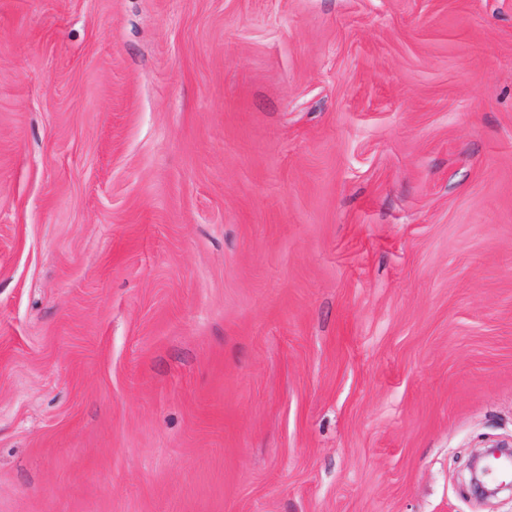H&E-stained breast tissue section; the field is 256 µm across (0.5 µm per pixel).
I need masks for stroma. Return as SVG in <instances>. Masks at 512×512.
<instances>
[{"label":"stroma","instance_id":"1","mask_svg":"<svg viewBox=\"0 0 512 512\" xmlns=\"http://www.w3.org/2000/svg\"><path fill=\"white\" fill-rule=\"evenodd\" d=\"M512 0H0V512H512ZM512 441H499L488 446L484 452L478 453L469 461L467 469L469 471V482L474 492L481 497H489L498 494L501 490L507 489L509 484L501 482L494 488H488L481 478L489 469L488 460L490 458H505L511 461Z\"/></svg>","mask_w":512,"mask_h":512}]
</instances>
